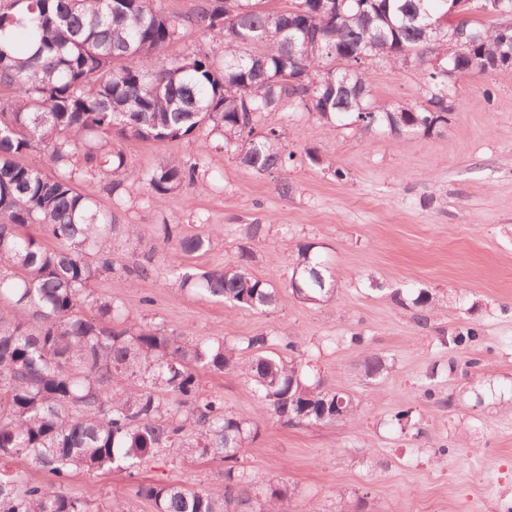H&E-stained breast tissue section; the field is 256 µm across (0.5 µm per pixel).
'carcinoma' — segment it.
I'll use <instances>...</instances> for the list:
<instances>
[{
  "mask_svg": "<svg viewBox=\"0 0 512 512\" xmlns=\"http://www.w3.org/2000/svg\"><path fill=\"white\" fill-rule=\"evenodd\" d=\"M271 2L201 0L190 27L221 36L224 49L166 58L185 26L154 0H0V298L19 314L0 318V459L27 460L48 476L0 472V512H112L69 495L65 484L80 472L132 477L159 452L224 461V487L133 484V495L152 501L155 512H285L287 485L238 467L258 423L206 392L207 373L241 371L259 419L334 426L338 397L341 420L355 413L348 395L306 379L289 342L275 353L263 335L213 341L147 322L114 325L119 309L91 288L112 271L120 236L137 234L76 192V154L111 169L112 194L145 186L161 202L195 183L196 166L166 160L140 175L101 143L112 136L161 142L207 126L244 167L283 171L282 131L257 130L262 113L288 106L332 127L362 122L428 135L448 124L444 90L453 77L480 73L486 59L512 52V28L476 20L469 41L450 42L449 28L437 26L448 0ZM409 55L424 67V103H379L362 64L405 67ZM36 151L55 175L19 161ZM35 229L58 246L45 245ZM161 232L180 289L237 310L276 303L275 286L252 273L249 249L222 268L200 269L180 259L208 251L210 237L168 224ZM154 270L152 251L123 268L136 279ZM289 286L321 302L336 279L304 247ZM242 350L252 352L245 362Z\"/></svg>",
  "mask_w": 512,
  "mask_h": 512,
  "instance_id": "cac0c4a2",
  "label": "carcinoma"
}]
</instances>
